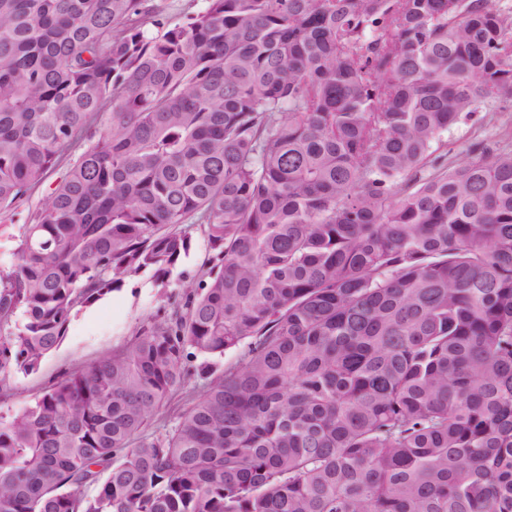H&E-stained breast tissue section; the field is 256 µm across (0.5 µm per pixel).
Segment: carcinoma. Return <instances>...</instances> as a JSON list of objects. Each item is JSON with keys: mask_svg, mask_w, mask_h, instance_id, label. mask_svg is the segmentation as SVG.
<instances>
[{"mask_svg": "<svg viewBox=\"0 0 512 512\" xmlns=\"http://www.w3.org/2000/svg\"><path fill=\"white\" fill-rule=\"evenodd\" d=\"M509 107L494 0H0V221L90 142L0 270V386L208 246L0 415V512H512V149L440 152ZM165 7V13L171 25L181 22L186 15L204 7V0H157ZM192 238L189 255L163 285L153 272L143 271L96 303L80 308L72 317L60 345L43 360L38 372L15 374L7 391L1 393L0 413H13L42 396L66 373H74L99 358L125 350L135 332L150 316L168 313L181 301L180 280L197 279L207 256L204 235L197 226L188 230ZM202 383L203 381L197 378L196 375L192 376L184 389L178 390L170 397L168 403L162 409L157 421L152 424L148 429V432L156 430L157 427L162 428L163 425H166L168 428L174 425L177 417L185 407L186 394L192 391L194 387L197 389Z\"/></svg>", "mask_w": 512, "mask_h": 512, "instance_id": "cac0c4a2", "label": "carcinoma"}]
</instances>
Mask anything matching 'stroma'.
Masks as SVG:
<instances>
[{"label":"stroma","instance_id":"obj_1","mask_svg":"<svg viewBox=\"0 0 512 512\" xmlns=\"http://www.w3.org/2000/svg\"><path fill=\"white\" fill-rule=\"evenodd\" d=\"M484 139L502 146L511 143L512 112H500L478 123L458 122L445 134L444 148L449 155L455 156ZM62 175L59 169L51 172L19 204L12 221L0 224V268L10 267L12 252L29 212L41 207ZM190 235V253L174 270L169 283H161L151 271H143L127 278L118 290L81 308L72 317L60 345L44 358L39 371L30 375L15 374L8 390L0 392V413L15 412L39 398L62 375L79 371L105 355L125 350L144 321L150 316L170 312L180 303L179 281L197 278L207 255L201 230L191 227Z\"/></svg>","mask_w":512,"mask_h":512}]
</instances>
